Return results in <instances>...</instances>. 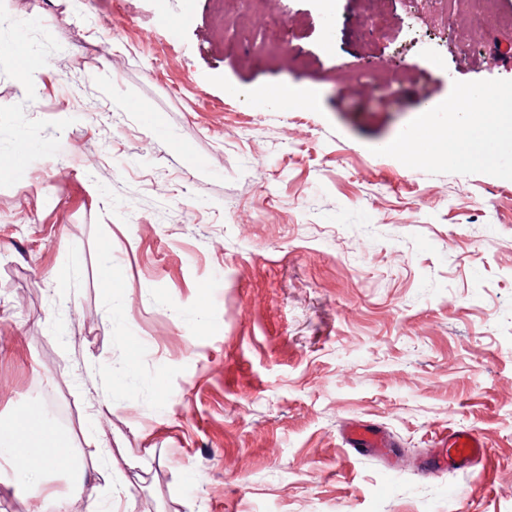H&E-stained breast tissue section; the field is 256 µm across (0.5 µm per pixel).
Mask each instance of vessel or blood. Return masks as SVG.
Listing matches in <instances>:
<instances>
[{"instance_id": "1", "label": "vessel or blood", "mask_w": 512, "mask_h": 512, "mask_svg": "<svg viewBox=\"0 0 512 512\" xmlns=\"http://www.w3.org/2000/svg\"><path fill=\"white\" fill-rule=\"evenodd\" d=\"M348 446L364 455L392 457L394 445L379 427L362 423L345 432ZM489 449L479 433L459 428L448 432L423 465L425 473L436 474L448 469L468 471L487 458Z\"/></svg>"}]
</instances>
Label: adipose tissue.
<instances>
[{"instance_id": "obj_1", "label": "adipose tissue", "mask_w": 512, "mask_h": 512, "mask_svg": "<svg viewBox=\"0 0 512 512\" xmlns=\"http://www.w3.org/2000/svg\"><path fill=\"white\" fill-rule=\"evenodd\" d=\"M480 96V90H468L466 98L452 107L455 127L467 134L464 146L476 149L489 134L486 113L472 107ZM6 433L8 440L0 444V459L8 462L15 474L27 478L37 507L49 503L55 512H70L86 477L76 466L72 449L52 439L44 415L35 410L25 412L23 420L14 421Z\"/></svg>"}]
</instances>
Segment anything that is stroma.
I'll return each instance as SVG.
<instances>
[{
    "label": "stroma",
    "instance_id": "1",
    "mask_svg": "<svg viewBox=\"0 0 512 512\" xmlns=\"http://www.w3.org/2000/svg\"><path fill=\"white\" fill-rule=\"evenodd\" d=\"M508 15L0 0V424L68 409L80 512H512V141L448 140ZM452 427L487 459L423 475ZM347 445L355 452L390 458L394 455V445L379 427L373 424H356L345 431Z\"/></svg>",
    "mask_w": 512,
    "mask_h": 512
}]
</instances>
